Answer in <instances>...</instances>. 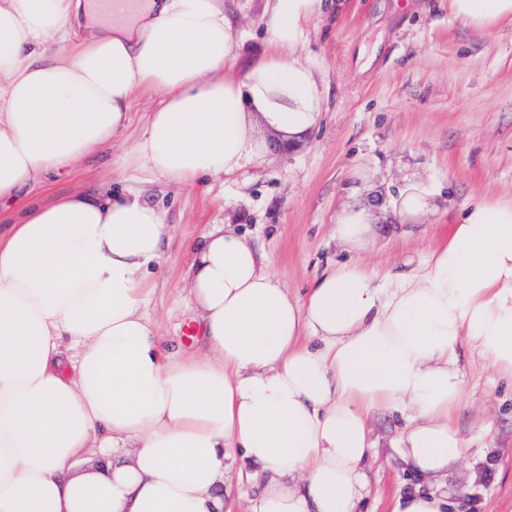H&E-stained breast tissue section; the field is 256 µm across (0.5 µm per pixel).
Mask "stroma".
<instances>
[{"mask_svg": "<svg viewBox=\"0 0 512 512\" xmlns=\"http://www.w3.org/2000/svg\"><path fill=\"white\" fill-rule=\"evenodd\" d=\"M265 0H224L239 50L230 66L242 74L266 39ZM297 53L326 86L318 128L294 148L269 142L263 159L234 175L195 185L160 187L130 156L160 94L135 91L130 121L111 146L19 197L37 203L96 191L103 183L143 194L167 226L155 289L146 308L166 352L204 350L188 336L196 322L189 302L191 245L214 224H229L269 256L292 295L350 255L334 221L348 204L382 208L364 261L378 269L428 255L480 200L512 199V23L479 29L452 16L448 0H326ZM429 185L439 203L422 222H402L392 204L411 181ZM466 398L452 423L470 454L444 484L465 512H512V381L461 351ZM376 442L360 512H391L395 493L416 481L393 447L405 421L377 411L368 421Z\"/></svg>", "mask_w": 512, "mask_h": 512, "instance_id": "1", "label": "stroma"}]
</instances>
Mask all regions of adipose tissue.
I'll list each match as a JSON object with an SVG mask.
<instances>
[{"instance_id":"adipose-tissue-1","label":"adipose tissue","mask_w":512,"mask_h":512,"mask_svg":"<svg viewBox=\"0 0 512 512\" xmlns=\"http://www.w3.org/2000/svg\"><path fill=\"white\" fill-rule=\"evenodd\" d=\"M323 0H266L263 52L225 70L237 36L224 0H146L129 21L94 0H0V202L110 144L136 89L161 91L130 154L151 180L189 186L293 145L318 126L325 88L296 54ZM477 28L512 22V0H449ZM76 41L73 54L49 39ZM408 183L402 220L436 211ZM378 216L343 206L336 238L356 253ZM163 214L104 184L28 208L0 232V512H224L240 461L261 484L254 512H358L390 410L423 480L459 467V350L512 380V200L481 201L400 272L332 264L291 297L268 257L233 229L205 232L191 303L202 354H164L143 310ZM414 487L391 512H458Z\"/></svg>"}]
</instances>
